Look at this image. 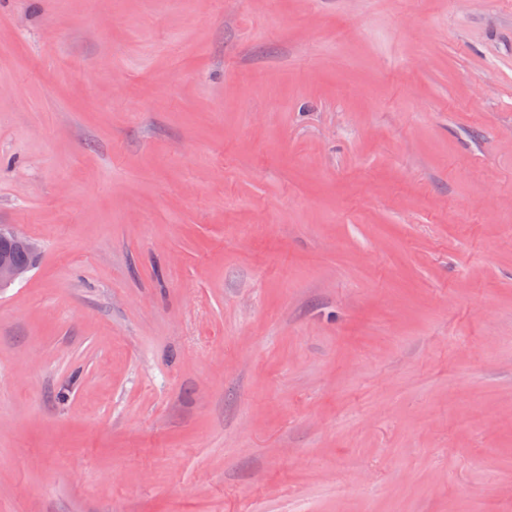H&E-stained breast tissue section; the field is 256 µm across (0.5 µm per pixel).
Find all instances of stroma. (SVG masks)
<instances>
[{
  "instance_id": "stroma-1",
  "label": "stroma",
  "mask_w": 512,
  "mask_h": 512,
  "mask_svg": "<svg viewBox=\"0 0 512 512\" xmlns=\"http://www.w3.org/2000/svg\"><path fill=\"white\" fill-rule=\"evenodd\" d=\"M0 512H512V0H0ZM0 238H10L13 241H0V252L6 250L10 254L1 253L0 255V288H7L23 277L26 272L24 268L32 267L35 256L29 252L35 254L37 247L30 238L7 225H0ZM14 244L20 245L24 249L15 247Z\"/></svg>"
}]
</instances>
